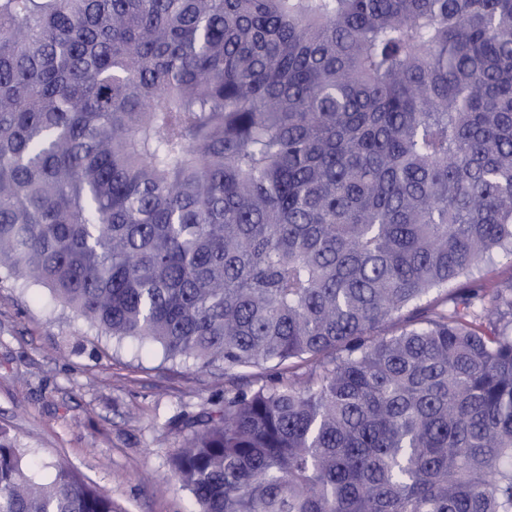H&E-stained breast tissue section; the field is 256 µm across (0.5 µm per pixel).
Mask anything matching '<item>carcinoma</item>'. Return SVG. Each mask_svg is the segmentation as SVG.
Masks as SVG:
<instances>
[{
  "label": "carcinoma",
  "instance_id": "carcinoma-1",
  "mask_svg": "<svg viewBox=\"0 0 512 512\" xmlns=\"http://www.w3.org/2000/svg\"><path fill=\"white\" fill-rule=\"evenodd\" d=\"M512 0H0V279L117 342L299 359L197 512H512ZM0 512H113L0 428ZM482 277L485 281L507 284L512 280V257L499 255L488 263L483 271Z\"/></svg>",
  "mask_w": 512,
  "mask_h": 512
}]
</instances>
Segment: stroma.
I'll return each mask as SVG.
<instances>
[{
	"mask_svg": "<svg viewBox=\"0 0 512 512\" xmlns=\"http://www.w3.org/2000/svg\"><path fill=\"white\" fill-rule=\"evenodd\" d=\"M295 360L227 370L165 361L136 340L98 335L53 301L0 282V426L36 471L65 461L111 497L116 512H192L170 478L185 434L171 420L224 405L231 388L306 377Z\"/></svg>",
	"mask_w": 512,
	"mask_h": 512,
	"instance_id": "stroma-1",
	"label": "stroma"
}]
</instances>
